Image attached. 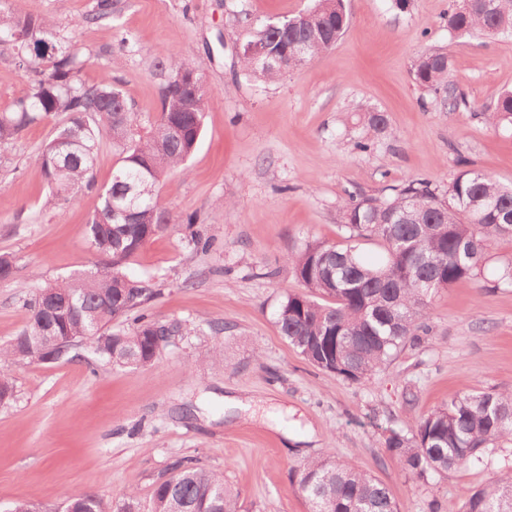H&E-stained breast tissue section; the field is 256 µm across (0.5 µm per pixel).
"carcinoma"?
Here are the masks:
<instances>
[{"label":"carcinoma","mask_w":512,"mask_h":512,"mask_svg":"<svg viewBox=\"0 0 512 512\" xmlns=\"http://www.w3.org/2000/svg\"><path fill=\"white\" fill-rule=\"evenodd\" d=\"M117 0H98L96 10L76 24L97 22L116 12ZM448 30L457 34L496 33L512 37V0H473L465 10L452 5ZM350 23L345 0H315L310 9L282 18L233 16L246 41H264L288 56H238L245 78L270 83L330 50ZM0 44L14 49L15 64L32 75L28 90L0 111V144L26 127L64 116L54 137L35 157L49 188L45 207L75 200L85 188L97 190L100 208L88 219L87 240L99 255L94 268L47 282L26 301L29 316L20 332L0 348V361H45L46 344L68 346L73 358L84 346L113 366H147L179 332L139 312L154 294L147 281H134L126 264L152 238L176 222L163 206L158 187L168 172L195 152L208 104L205 85L196 100L175 81L195 68L184 60L162 59L154 68L160 85V115L147 127L120 84L108 76L94 83L81 78L84 56L72 42L56 37L51 20L0 10ZM452 60L429 49L415 60L416 84L434 96L441 112H456L466 101L451 77ZM374 136L388 131L380 111L366 110ZM491 126L512 125V90L496 97L485 112ZM117 160L112 181L96 187L94 170L102 139ZM444 191L413 179L384 198L348 194L342 211L345 242H315L288 258L304 288L290 293L277 313L280 334L316 368L362 383L406 345L429 331L431 298L442 288L472 281L482 273L495 239L512 236V188L467 167ZM376 242L382 258L368 263L353 242ZM132 321L112 329V321ZM512 437V396L475 392L454 396L421 416L408 430L391 429L385 447L406 473L418 480L465 465L484 463L486 449ZM298 490L310 512H398L389 489L351 462L328 455L303 463ZM69 504L83 512H142L135 492L120 507L93 494L75 492ZM147 512H238L237 494L224 475L176 464L157 482ZM461 512H512V472L488 488L475 490Z\"/></svg>","instance_id":"obj_1"}]
</instances>
